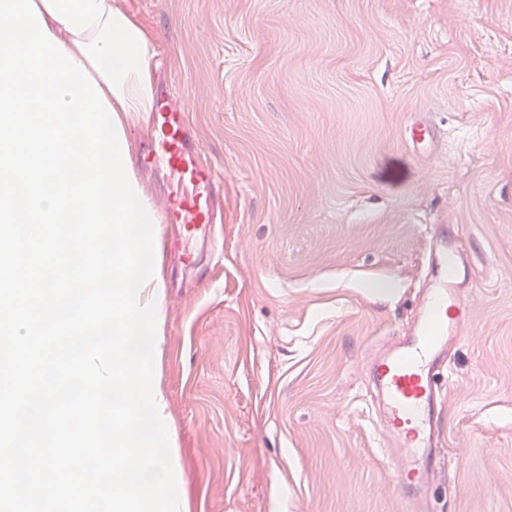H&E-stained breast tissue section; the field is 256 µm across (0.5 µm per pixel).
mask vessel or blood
<instances>
[{"instance_id": "1", "label": "vessel or blood", "mask_w": 512, "mask_h": 512, "mask_svg": "<svg viewBox=\"0 0 512 512\" xmlns=\"http://www.w3.org/2000/svg\"><path fill=\"white\" fill-rule=\"evenodd\" d=\"M146 126L149 135L140 144L139 168L189 187L182 198L165 200L162 206L164 223L179 228L166 249L178 255L184 238L210 237L224 210V181L203 161L188 113L169 90H157L155 110L148 114ZM430 260L435 277L418 304L411 336L371 363L384 411V452L394 458L399 488L414 505L435 476L432 439L442 356L450 342L461 338L468 317V301L458 288L452 240L442 239Z\"/></svg>"}]
</instances>
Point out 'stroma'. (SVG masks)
<instances>
[{
    "label": "stroma",
    "mask_w": 512,
    "mask_h": 512,
    "mask_svg": "<svg viewBox=\"0 0 512 512\" xmlns=\"http://www.w3.org/2000/svg\"><path fill=\"white\" fill-rule=\"evenodd\" d=\"M114 3L224 178L194 264L153 227V383L190 512H408L369 361L411 329L447 232L469 324L429 512H512V0Z\"/></svg>",
    "instance_id": "obj_1"
}]
</instances>
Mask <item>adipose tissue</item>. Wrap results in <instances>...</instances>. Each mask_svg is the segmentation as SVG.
<instances>
[{
    "label": "adipose tissue",
    "instance_id": "ef3b65f1",
    "mask_svg": "<svg viewBox=\"0 0 512 512\" xmlns=\"http://www.w3.org/2000/svg\"><path fill=\"white\" fill-rule=\"evenodd\" d=\"M49 31L96 79L124 118L153 111V42L113 0H35Z\"/></svg>",
    "mask_w": 512,
    "mask_h": 512
}]
</instances>
